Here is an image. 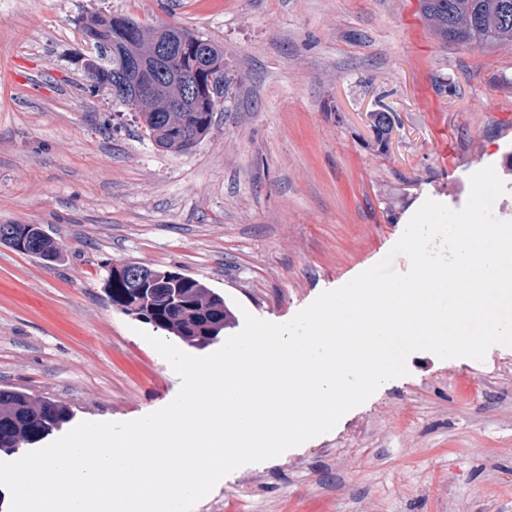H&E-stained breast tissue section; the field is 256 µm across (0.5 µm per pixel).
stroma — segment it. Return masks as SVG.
<instances>
[{
  "label": "stroma",
  "instance_id": "obj_1",
  "mask_svg": "<svg viewBox=\"0 0 512 512\" xmlns=\"http://www.w3.org/2000/svg\"><path fill=\"white\" fill-rule=\"evenodd\" d=\"M94 12L223 49L233 81L205 139L162 150L90 87ZM382 110L396 123L381 149ZM511 154L512 45L442 42L419 0H0V224L64 247L47 268L0 244V388L60 402L75 425L159 410L181 380L153 326L108 302L107 269H171L285 323L392 255L413 205L461 209L485 167L512 220ZM406 365L192 512H512V347Z\"/></svg>",
  "mask_w": 512,
  "mask_h": 512
}]
</instances>
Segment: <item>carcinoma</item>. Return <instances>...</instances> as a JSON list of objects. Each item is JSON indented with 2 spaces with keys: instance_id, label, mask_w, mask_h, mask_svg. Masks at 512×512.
<instances>
[{
  "instance_id": "cac0c4a2",
  "label": "carcinoma",
  "mask_w": 512,
  "mask_h": 512,
  "mask_svg": "<svg viewBox=\"0 0 512 512\" xmlns=\"http://www.w3.org/2000/svg\"><path fill=\"white\" fill-rule=\"evenodd\" d=\"M420 11L441 41L467 45L474 41L489 46L512 44V0H420ZM82 33L96 50L98 67L90 78L92 87H112V77L127 59H138L140 79L158 82L156 93L135 103L136 119L155 143L169 152H186L210 132L214 111L190 102L171 109L181 76L190 74L202 89L203 99H221L232 78L224 63V51L186 29L166 27L161 34L130 17L91 15L82 19ZM394 125L389 112L374 114L377 144H383ZM24 242V253L52 267L63 259L62 245L36 224H0V243L16 248ZM149 302L136 309L137 296L128 277H112L107 271L104 291L112 307L171 333L195 346L209 342L228 328L234 315L224 296L196 278L174 281L169 271L149 268ZM69 409L52 400L35 399L15 388H0V452L17 453L35 445L67 423Z\"/></svg>"
}]
</instances>
